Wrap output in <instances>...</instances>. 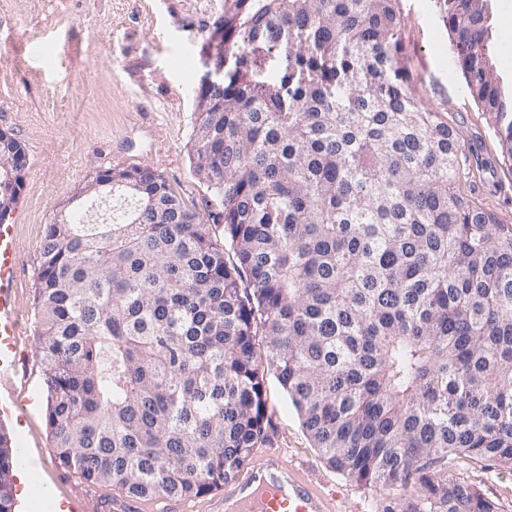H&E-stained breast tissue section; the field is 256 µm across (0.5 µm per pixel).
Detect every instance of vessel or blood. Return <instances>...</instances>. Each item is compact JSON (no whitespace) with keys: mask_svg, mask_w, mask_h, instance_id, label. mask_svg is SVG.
<instances>
[{"mask_svg":"<svg viewBox=\"0 0 512 512\" xmlns=\"http://www.w3.org/2000/svg\"><path fill=\"white\" fill-rule=\"evenodd\" d=\"M20 259L15 224L0 223V375L17 373L24 363L18 351L22 334ZM65 506L68 512L140 510L133 499H106L91 486L67 500ZM210 512H336V496L306 479L280 450L270 448L258 455L240 478L225 484Z\"/></svg>","mask_w":512,"mask_h":512,"instance_id":"1","label":"vessel or blood"}]
</instances>
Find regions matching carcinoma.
Here are the masks:
<instances>
[{"instance_id": "1", "label": "carcinoma", "mask_w": 512, "mask_h": 512, "mask_svg": "<svg viewBox=\"0 0 512 512\" xmlns=\"http://www.w3.org/2000/svg\"><path fill=\"white\" fill-rule=\"evenodd\" d=\"M396 0H222L224 88L191 160L223 234L144 167L47 225L36 294L59 463L128 496L224 487L265 441L256 336L313 447L399 491L384 512H496L448 455L512 469V224L461 192L453 130L399 67ZM493 0H443L512 163V96L481 66ZM20 182L0 181L4 204ZM18 450L0 433V512ZM418 476L419 486L409 485Z\"/></svg>"}]
</instances>
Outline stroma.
Masks as SVG:
<instances>
[{
  "label": "stroma",
  "mask_w": 512,
  "mask_h": 512,
  "mask_svg": "<svg viewBox=\"0 0 512 512\" xmlns=\"http://www.w3.org/2000/svg\"><path fill=\"white\" fill-rule=\"evenodd\" d=\"M216 0H0V129L28 157L10 220L23 256L21 308L31 322L19 341L25 372L0 387L16 417L0 418L37 472L17 512H58L86 481L60 465L47 426L43 366L37 352L35 296L45 230L67 195L96 169L140 166L161 174L201 214L215 206L194 172L190 134L201 64L219 45L202 24ZM400 65L421 104L438 112L466 153L465 192L500 223L512 224V166L505 164L489 116L470 96L440 0H396ZM266 441L315 484L335 489L341 512H382L394 490L359 484L331 469L301 427L273 370L263 376ZM441 476H458L512 512V469L449 456Z\"/></svg>",
  "instance_id": "1"
}]
</instances>
